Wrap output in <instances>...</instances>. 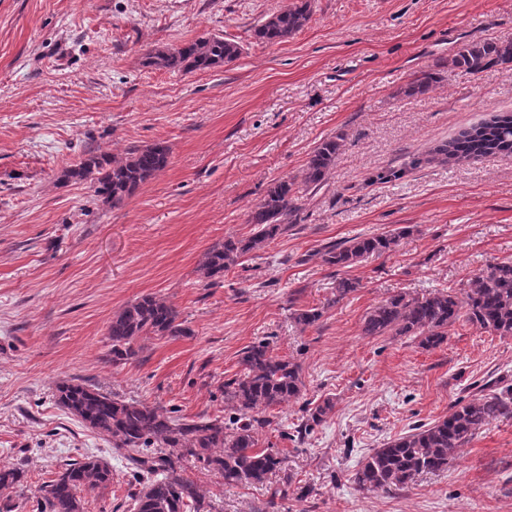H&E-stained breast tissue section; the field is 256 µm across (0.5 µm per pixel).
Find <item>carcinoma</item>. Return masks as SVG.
Returning a JSON list of instances; mask_svg holds the SVG:
<instances>
[{"label": "carcinoma", "mask_w": 512, "mask_h": 512, "mask_svg": "<svg viewBox=\"0 0 512 512\" xmlns=\"http://www.w3.org/2000/svg\"><path fill=\"white\" fill-rule=\"evenodd\" d=\"M310 0H292L286 8L267 15L254 29L255 38L278 44L300 31L310 20ZM241 55L240 46L220 36L202 37L183 46L149 52L144 65L159 70L191 73L228 65ZM453 68L476 75L494 65H512V38L473 41L456 53ZM440 80L432 69L416 74L406 89L424 94ZM343 136L322 140L300 174L275 182L251 210L247 223L253 232L243 238L227 236L224 243L206 251L199 263L200 279L212 286L239 259L262 250L269 241L288 232L300 220L304 198L318 188L335 164ZM512 153V113L502 112L480 122L436 147L427 162L458 163L495 153ZM169 164V149L159 143L136 145L116 159L86 152L65 170L64 176L90 184L95 196L114 205L131 197ZM409 230L356 236L329 243L317 256L330 268H350L370 257L392 251ZM359 282L336 279L337 303L355 292ZM323 316L318 308L300 310L296 323L307 329ZM501 337H512V259L496 262L475 276L458 295L438 289L424 296L406 292L391 295L374 306L363 319L366 336H412L424 347H436L448 338V328L460 318ZM176 307L164 297L145 295L126 304L107 326L112 364H124L138 354L135 345L147 336H190ZM241 373L224 382V406L232 419L198 416L188 419L177 409L164 410L87 385L64 381L56 388L58 404L88 429L128 452L127 458L139 488L131 493L132 512H212L206 492L183 475L192 462L224 479L226 485H262L278 470L283 459L269 448L258 447L256 430L270 424L263 413L296 401L305 388L300 366L278 355L271 342L259 340L246 347L240 358ZM334 409L326 398L310 410L309 421L296 433L309 431ZM512 417V387L494 389L467 401H458L448 416L374 448L359 462L354 481L366 491L400 490L422 474L448 468L454 453L484 426ZM112 482V469L102 458L84 455L64 464L54 478L43 482L35 496L33 512H83L80 493ZM24 471L0 466V491L24 487Z\"/></svg>", "instance_id": "cac0c4a2"}]
</instances>
